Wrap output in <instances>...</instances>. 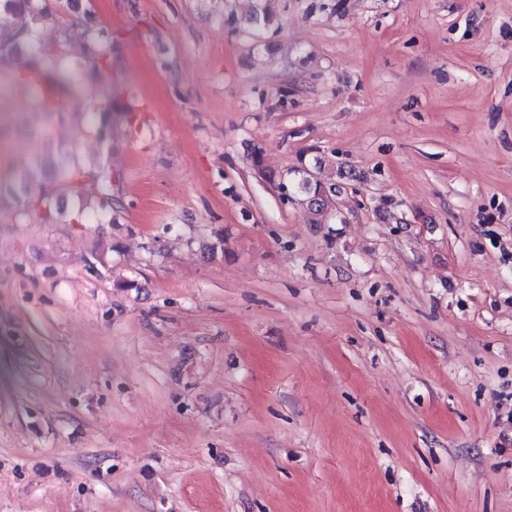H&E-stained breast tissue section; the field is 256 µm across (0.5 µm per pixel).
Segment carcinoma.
I'll list each match as a JSON object with an SVG mask.
<instances>
[{
    "mask_svg": "<svg viewBox=\"0 0 512 512\" xmlns=\"http://www.w3.org/2000/svg\"><path fill=\"white\" fill-rule=\"evenodd\" d=\"M51 21L61 26V43L65 44L77 36L87 44L92 71L102 75L110 70L112 56L105 46V39L87 21L61 20L54 0H0V61L6 62L21 51L31 56L30 63L14 71L12 85L29 93L34 99L35 109L41 114L61 116L66 112L67 94L52 78L58 67L46 56L39 39L40 28ZM86 110L91 116L88 135L102 142H111L112 101L91 98L86 103ZM52 181L60 182L61 189L76 197L85 194L89 182H96L97 213L101 216L112 213V174H94L77 157L69 155L61 160ZM298 189L306 196L310 208L319 213L327 209L329 198L321 182L310 172L303 171ZM58 201V189L47 187L37 193L27 192L19 196L16 210L21 215L34 213L45 221H51L58 213Z\"/></svg>",
    "mask_w": 512,
    "mask_h": 512,
    "instance_id": "cac0c4a2",
    "label": "carcinoma"
}]
</instances>
